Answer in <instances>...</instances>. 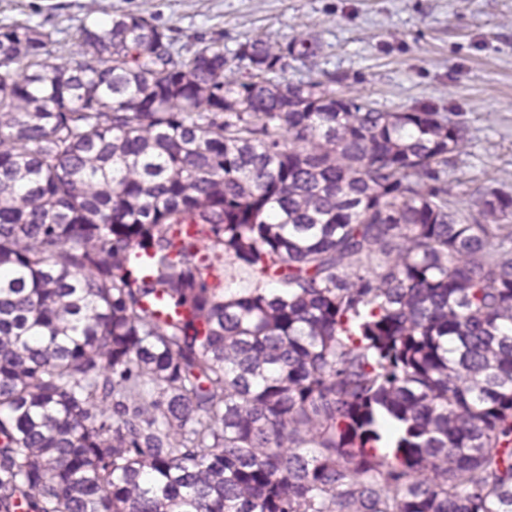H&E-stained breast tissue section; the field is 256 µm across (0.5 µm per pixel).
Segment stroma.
<instances>
[{
  "mask_svg": "<svg viewBox=\"0 0 512 512\" xmlns=\"http://www.w3.org/2000/svg\"><path fill=\"white\" fill-rule=\"evenodd\" d=\"M90 12L152 15L185 57L214 39L231 53L257 37L316 36L317 56L291 61L288 82L332 80L383 112L456 113L468 141L448 165L455 200L512 194V0H0V27L50 31L54 55L72 61Z\"/></svg>",
  "mask_w": 512,
  "mask_h": 512,
  "instance_id": "35a3bbf8",
  "label": "stroma"
}]
</instances>
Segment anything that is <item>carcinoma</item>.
Returning <instances> with one entry per match:
<instances>
[{
    "instance_id": "obj_1",
    "label": "carcinoma",
    "mask_w": 512,
    "mask_h": 512,
    "mask_svg": "<svg viewBox=\"0 0 512 512\" xmlns=\"http://www.w3.org/2000/svg\"><path fill=\"white\" fill-rule=\"evenodd\" d=\"M75 40L0 27V512H512V196L448 200L454 114L282 82L312 35Z\"/></svg>"
}]
</instances>
